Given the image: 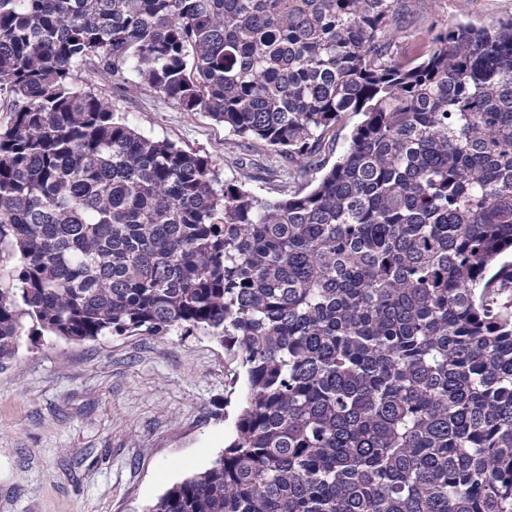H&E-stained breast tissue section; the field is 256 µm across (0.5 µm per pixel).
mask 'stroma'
<instances>
[{"instance_id": "35a3bbf8", "label": "stroma", "mask_w": 512, "mask_h": 512, "mask_svg": "<svg viewBox=\"0 0 512 512\" xmlns=\"http://www.w3.org/2000/svg\"><path fill=\"white\" fill-rule=\"evenodd\" d=\"M433 14L441 25L489 24L512 16V0H436ZM78 83L138 133L207 157L258 196H286L287 183L256 169L272 158L263 143L244 147L206 113L118 88L89 66ZM238 371L201 331L83 343L24 334L0 368V512H148L233 440L246 392Z\"/></svg>"}]
</instances>
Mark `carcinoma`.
Listing matches in <instances>:
<instances>
[{
  "instance_id": "1",
  "label": "carcinoma",
  "mask_w": 512,
  "mask_h": 512,
  "mask_svg": "<svg viewBox=\"0 0 512 512\" xmlns=\"http://www.w3.org/2000/svg\"><path fill=\"white\" fill-rule=\"evenodd\" d=\"M435 0H0V367L202 330L235 437L150 512H512V17ZM425 54L395 62L400 20ZM272 148L269 199L75 86L87 63ZM433 19L439 25L489 24L512 16V0H436Z\"/></svg>"
}]
</instances>
